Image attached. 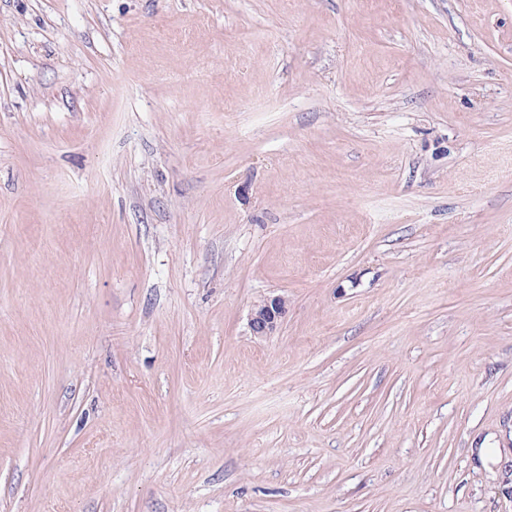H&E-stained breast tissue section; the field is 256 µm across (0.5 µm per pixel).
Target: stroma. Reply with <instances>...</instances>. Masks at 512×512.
<instances>
[{
  "label": "stroma",
  "instance_id": "stroma-1",
  "mask_svg": "<svg viewBox=\"0 0 512 512\" xmlns=\"http://www.w3.org/2000/svg\"><path fill=\"white\" fill-rule=\"evenodd\" d=\"M0 512H512V0H0ZM288 300L281 295L269 296L254 304L249 313L251 334L264 338L273 334L287 312Z\"/></svg>",
  "mask_w": 512,
  "mask_h": 512
}]
</instances>
